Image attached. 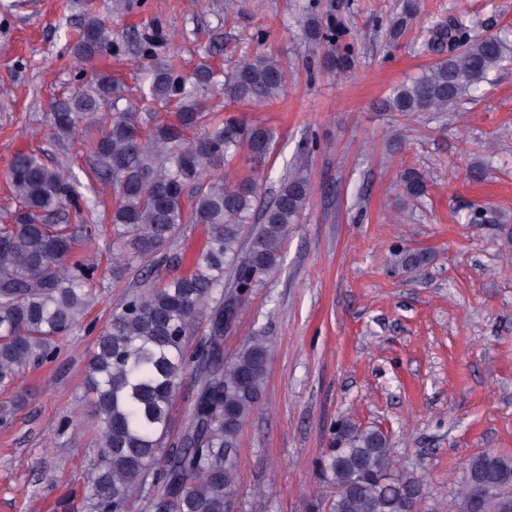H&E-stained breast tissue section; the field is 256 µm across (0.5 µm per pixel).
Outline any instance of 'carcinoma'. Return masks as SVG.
Wrapping results in <instances>:
<instances>
[{
	"label": "carcinoma",
	"instance_id": "obj_1",
	"mask_svg": "<svg viewBox=\"0 0 512 512\" xmlns=\"http://www.w3.org/2000/svg\"><path fill=\"white\" fill-rule=\"evenodd\" d=\"M418 12L404 0L390 35L397 37ZM311 36L333 46L342 33L310 17ZM430 41L448 44V58L413 82L393 89L394 112H446L475 90L507 58L496 36H473L458 26L427 31ZM146 67L150 100L172 103L171 121H155L140 107L123 102L111 73L97 71L51 104L50 120L63 137L93 126L89 145L92 176L112 185V235L118 257L112 273L141 265L168 243L181 224L205 227L206 242L189 273L130 294L96 339L86 377L99 442L81 512H130L133 498L146 499L147 512H228L238 472L236 448L247 417L265 389L268 338H250L224 358V300L237 310L244 295L281 262L289 225L296 223L310 191L305 165L297 163L267 200L256 181L229 182L224 169L239 151L261 166L273 150V132L235 118L210 123L205 94L219 73L209 63L190 74L158 58V32L133 34ZM117 50L110 17L86 12L68 55L83 64ZM287 80L282 63L264 53L241 62L224 76V97L267 102ZM22 211L0 221V384L51 357L55 341L86 316L95 294L98 265L76 256L93 239L96 207L74 180L41 159L18 154L9 171ZM400 195L418 199L425 174L406 169ZM256 228L242 243L246 225ZM208 333L188 350L198 315ZM191 375L196 394L185 411L180 435L169 441V421L181 381ZM339 447L319 461L330 496H318L313 512H420L405 489L421 486L414 474L397 468L387 435L374 426L343 424ZM485 466L479 454L466 462L461 479L470 481Z\"/></svg>",
	"mask_w": 512,
	"mask_h": 512
}]
</instances>
